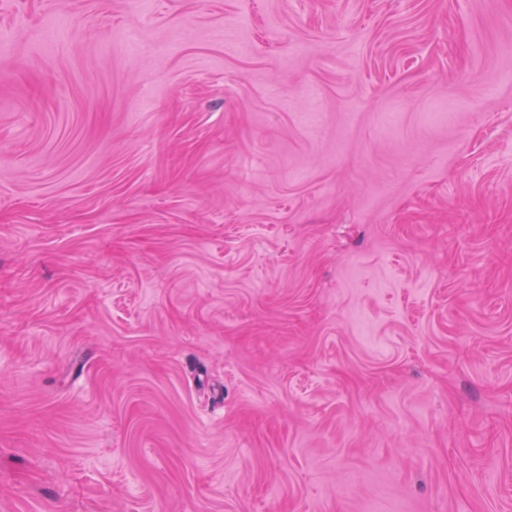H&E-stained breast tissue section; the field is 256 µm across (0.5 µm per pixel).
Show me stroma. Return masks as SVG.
I'll use <instances>...</instances> for the list:
<instances>
[{
  "label": "stroma",
  "mask_w": 512,
  "mask_h": 512,
  "mask_svg": "<svg viewBox=\"0 0 512 512\" xmlns=\"http://www.w3.org/2000/svg\"><path fill=\"white\" fill-rule=\"evenodd\" d=\"M0 512H512V0H0Z\"/></svg>",
  "instance_id": "35a3bbf8"
}]
</instances>
